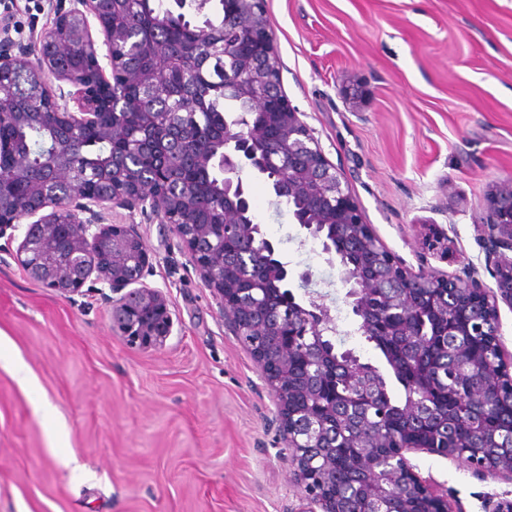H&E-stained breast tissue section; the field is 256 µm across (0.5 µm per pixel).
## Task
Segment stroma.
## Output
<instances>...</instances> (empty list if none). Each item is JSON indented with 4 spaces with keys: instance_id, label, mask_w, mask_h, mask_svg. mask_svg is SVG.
<instances>
[{
    "instance_id": "35a3bbf8",
    "label": "stroma",
    "mask_w": 512,
    "mask_h": 512,
    "mask_svg": "<svg viewBox=\"0 0 512 512\" xmlns=\"http://www.w3.org/2000/svg\"><path fill=\"white\" fill-rule=\"evenodd\" d=\"M13 3L0 8V38L52 25L49 0ZM262 11L283 96L378 239L412 271L469 266L495 287L476 226L492 186L512 179V0H262ZM350 83L361 102L343 93ZM242 179L297 301L308 300L301 281L333 280L324 302L354 332L337 351L386 372L401 397L344 304L337 261L264 178ZM109 221L137 226L172 333L159 348L128 345L112 331L109 289L61 297L15 263L17 241L0 239V512H300L275 401L189 254L140 207ZM432 226L448 235L447 258L426 248ZM410 459L461 512L512 500L511 482L459 461Z\"/></svg>"
}]
</instances>
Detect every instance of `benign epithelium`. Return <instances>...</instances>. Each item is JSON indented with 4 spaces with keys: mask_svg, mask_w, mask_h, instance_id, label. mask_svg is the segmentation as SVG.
Returning <instances> with one entry per match:
<instances>
[{
    "mask_svg": "<svg viewBox=\"0 0 512 512\" xmlns=\"http://www.w3.org/2000/svg\"><path fill=\"white\" fill-rule=\"evenodd\" d=\"M51 7L55 15L51 27L28 42L0 40V83L33 65L50 80L45 103L29 112H11L6 120L19 127L48 122L59 133L43 155L39 179L29 173L24 153L13 152V175L23 182L25 190L10 198V203H0V238L15 239L21 224H27L13 259L32 278L64 297L79 293L90 280L103 285L116 294L112 298V330L132 346H162L172 333L173 319L163 293L144 282L150 261L142 238L133 224L105 223L113 210L139 205L172 226L201 281L220 300L226 328L243 345H248L244 341L245 331L251 327L272 336L278 323L258 318L264 309L263 301L270 295L268 283L252 282L254 302L243 305L237 285L225 274L224 244L228 237L234 233L242 239L254 238L261 232L260 225L250 223V203L241 177L248 170L266 177L279 203L303 194L327 204L318 219L309 218L299 209L292 211L302 229L321 239L325 253L341 258L348 253L349 237L361 241L359 264L371 265L380 274L360 279L341 265V281L348 288L345 298L358 318L359 329L373 335L372 342L384 348L393 372L399 371L400 363L395 359V349L386 342L390 332L385 327L375 328L379 313L366 303V299L378 297L383 283L388 281L401 289L400 293L388 296L387 302L405 315L422 312L423 301L428 299L421 292L423 288L437 292L454 290L456 300L448 307L450 312L469 297H480L485 319L491 325L482 335L489 337L496 357L481 359L464 350L460 352L463 372L478 371L497 388L498 395L489 403L490 407L512 409V353L503 349L498 315V301L512 307V179L488 194L482 221L476 225L497 291L485 288L470 267L453 276L410 271L375 237L370 225L362 221L341 175L326 160L298 113L283 95L276 94L278 61L267 27L260 24L253 27L248 38L255 46V54L236 62L246 80L240 91L256 111L262 110L271 97L278 101L283 118L281 137L262 144L252 125H244L235 115L224 117L221 147L198 156L200 165L224 171V208L212 211L213 223L195 224L191 213L205 205L203 200L188 196L172 202L164 182H146L126 167L122 155L92 169L85 162L78 140L87 130L102 137L116 135L121 127L119 112L112 108V87L134 79L157 92L163 91L166 68L175 58V51L162 43L158 45V60L153 69L131 73L113 55L125 30L113 23L112 0H53ZM75 44L83 46L90 60L89 66L77 74L57 66L59 57ZM239 49L240 43L220 39H209L206 44L208 59L220 64L232 59ZM56 183L70 185V195L61 198L50 191V186ZM446 240L444 232L432 228L426 244L436 253L446 255ZM296 314L319 333L326 332L327 309L313 300L305 306L290 291L288 317ZM415 349L427 368H432L433 341L428 337L417 338ZM250 352L276 401L283 439L292 449L295 475L305 501L301 512H341L335 502L319 495L317 484L326 480L329 472L313 469L306 453L308 448L330 453L319 426L326 427L336 419V402L325 401L319 386L308 377H321L331 369L328 360L339 354L325 346L312 350L308 365L300 374L291 372L292 351L288 347L282 348L276 358L264 349L252 348ZM300 419L311 424L306 438L299 429ZM394 444L397 453L387 465L371 452L370 445L362 442L356 448L349 464L368 476L361 493L369 498L383 495L399 480L408 496L425 501L431 512H455L448 502V492L438 488L434 480L421 476L417 465L407 457L418 448L400 436L394 438ZM424 452L460 460L476 474L512 482V457H473L460 448L427 447Z\"/></svg>",
    "mask_w": 512,
    "mask_h": 512,
    "instance_id": "obj_1",
    "label": "benign epithelium"
}]
</instances>
